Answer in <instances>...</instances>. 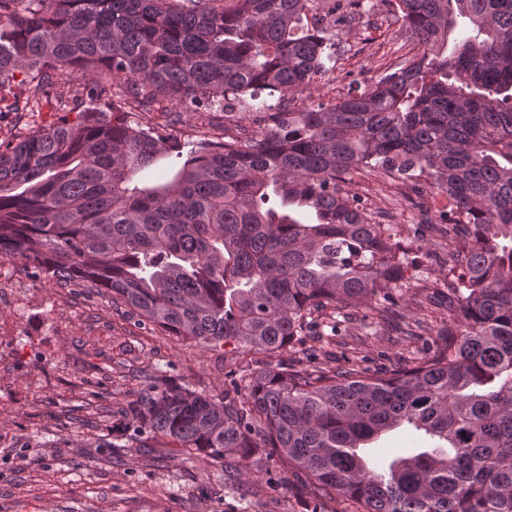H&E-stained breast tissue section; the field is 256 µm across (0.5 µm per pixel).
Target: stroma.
<instances>
[{
    "label": "stroma",
    "mask_w": 512,
    "mask_h": 512,
    "mask_svg": "<svg viewBox=\"0 0 512 512\" xmlns=\"http://www.w3.org/2000/svg\"><path fill=\"white\" fill-rule=\"evenodd\" d=\"M339 45L331 72L337 95L398 62L407 37L381 0L369 13L336 28ZM321 87V94H328ZM121 114L133 127L185 140L200 138V119L224 125V114L131 104L123 86L96 101L42 103L33 112L0 113V142L62 123H76L87 109ZM354 190L385 203L410 225L420 196L392 193L384 182L353 174ZM448 252L423 257L421 288L403 297L392 313L411 317L427 296L442 292ZM373 371L405 366L416 346L397 342L382 328L367 335L351 324L342 338ZM265 355L241 356L233 347L178 345L153 326L139 323L124 305L91 288H61L34 276L22 260L0 259V512H347L342 499L312 505L279 488L284 469L277 458L254 464L258 480L230 486L224 472L204 457L171 458L158 448H108L118 411L137 398L144 377L160 369L176 384L219 393L231 373L257 369Z\"/></svg>",
    "instance_id": "stroma-1"
}]
</instances>
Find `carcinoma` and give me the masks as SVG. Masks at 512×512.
<instances>
[{"mask_svg":"<svg viewBox=\"0 0 512 512\" xmlns=\"http://www.w3.org/2000/svg\"><path fill=\"white\" fill-rule=\"evenodd\" d=\"M415 51L334 102L312 100L336 40L310 28L365 0H0V90L29 112L75 69L90 99L124 82L140 106L218 107L252 135L178 142L87 116L0 143V258L61 287L102 288L177 343L263 353L202 394L150 376L116 439L200 454L250 474L260 455L300 492L351 512H512V0H389ZM279 95L275 112L262 92ZM257 101L250 117L235 112ZM174 158L162 181L139 177ZM444 197L412 252L350 173ZM448 247V306L403 331L426 354L373 373L330 344L393 288L419 287L433 225ZM432 448L385 466L366 446L403 426Z\"/></svg>","mask_w":512,"mask_h":512,"instance_id":"1","label":"carcinoma"}]
</instances>
